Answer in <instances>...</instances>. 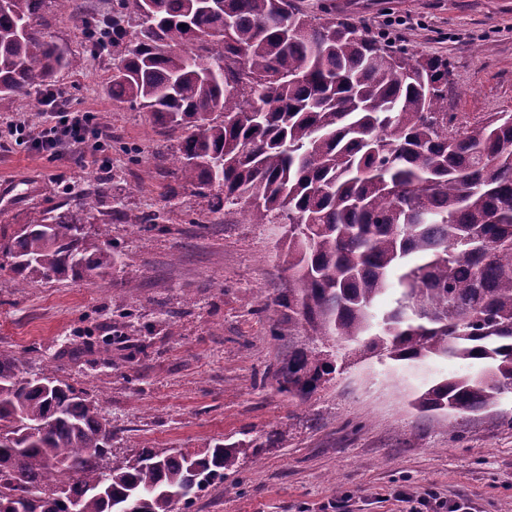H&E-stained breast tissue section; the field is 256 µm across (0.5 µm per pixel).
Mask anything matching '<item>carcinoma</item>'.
<instances>
[{"instance_id": "cac0c4a2", "label": "carcinoma", "mask_w": 512, "mask_h": 512, "mask_svg": "<svg viewBox=\"0 0 512 512\" xmlns=\"http://www.w3.org/2000/svg\"><path fill=\"white\" fill-rule=\"evenodd\" d=\"M0 0V109L82 60L49 39L47 2ZM89 51L112 48V99L178 136L170 175L206 209L281 224L293 287L278 307L288 359L278 390L308 401L337 351L407 365L479 362L415 394L433 419L496 407L512 392V112L460 124L448 59L381 42L296 0H112L77 18ZM245 55H240L239 51ZM105 196L0 233L17 283L102 277L121 263L109 228L85 224ZM395 289L392 306L377 300ZM278 432L190 451L144 447L108 467L114 430L97 401L50 368L0 353V512H178L259 460Z\"/></svg>"}]
</instances>
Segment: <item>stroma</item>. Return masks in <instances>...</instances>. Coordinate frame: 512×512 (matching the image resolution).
I'll return each instance as SVG.
<instances>
[{
  "mask_svg": "<svg viewBox=\"0 0 512 512\" xmlns=\"http://www.w3.org/2000/svg\"><path fill=\"white\" fill-rule=\"evenodd\" d=\"M311 15L332 9L410 51L447 57L448 109L466 122L512 112V0H297ZM48 33L81 69L56 77L66 106L92 112L100 162L85 166L71 144L47 152L0 149V227L75 206L105 184L94 221L111 227L121 254L112 275L21 286L0 268V352L27 374L58 376L97 400L112 423V453L145 446L197 449L280 430L259 461L210 486L189 512H407L396 488L440 492L466 512H512V393L466 421L428 420L410 401L432 381L474 374L479 364L431 360L413 367L351 357L304 404L277 390L272 371L288 355L260 300L291 286L277 224H246L235 209L207 213L192 186L167 173L174 141L154 116L112 99V57L89 55L74 18L48 8ZM158 213L161 229L131 219ZM131 320L121 332L118 313ZM84 344L70 354L69 341Z\"/></svg>",
  "mask_w": 512,
  "mask_h": 512,
  "instance_id": "obj_1",
  "label": "stroma"
}]
</instances>
